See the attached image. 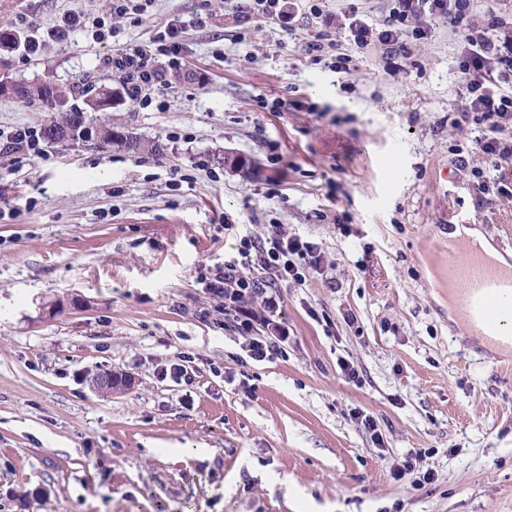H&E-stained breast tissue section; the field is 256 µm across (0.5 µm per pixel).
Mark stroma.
I'll return each mask as SVG.
<instances>
[{"label":"stroma","instance_id":"stroma-1","mask_svg":"<svg viewBox=\"0 0 512 512\" xmlns=\"http://www.w3.org/2000/svg\"><path fill=\"white\" fill-rule=\"evenodd\" d=\"M226 8L153 0L135 23L102 0H0V32L46 44L28 60L0 50L17 81L120 89L104 58L171 16L185 45L183 79L150 107L96 115L159 152L46 140L47 159L16 175L0 152V299L14 304L0 315V512H512V367L485 362L449 320L434 272L455 225L491 242L512 229V198L474 190L476 130L451 123L456 37L440 29L397 68L356 49L340 74L302 50L318 25L241 32ZM68 10L112 36L48 40ZM49 119L0 96L2 130ZM228 154L260 161L263 178ZM272 222L322 263L280 290L285 357L243 367L204 279ZM184 356L190 382L161 377ZM106 371L122 380L108 394L92 386ZM418 450L433 481L394 480Z\"/></svg>","mask_w":512,"mask_h":512}]
</instances>
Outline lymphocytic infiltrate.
<instances>
[{
  "label": "lymphocytic infiltrate",
  "mask_w": 512,
  "mask_h": 512,
  "mask_svg": "<svg viewBox=\"0 0 512 512\" xmlns=\"http://www.w3.org/2000/svg\"><path fill=\"white\" fill-rule=\"evenodd\" d=\"M472 0H393L381 25L370 23L355 4L340 12L323 10L322 0H229L226 16L235 26L250 29L264 21L292 32L304 21L319 25V32L304 45L312 60L330 56L336 72H349L351 55L336 51L335 35L350 44L377 46L384 59L406 56L407 43L431 40L439 25L460 38L458 69L463 78L465 102L453 122L480 128L476 148L486 158L487 169L478 171V195L508 193L502 160L512 158V21L487 11L473 23ZM182 23L173 18L157 26L146 43L113 50L106 63L120 74L127 93L150 102L155 87L167 84L171 69L182 59ZM316 243L287 234L270 225L264 238H240L237 252L209 283L214 297L224 302V318L246 341L248 360L262 362L284 355L288 324L283 316L278 285L304 283V267L320 268Z\"/></svg>",
  "instance_id": "f902f5d3"
}]
</instances>
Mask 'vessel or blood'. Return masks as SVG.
Instances as JSON below:
<instances>
[{
    "label": "vessel or blood",
    "mask_w": 512,
    "mask_h": 512,
    "mask_svg": "<svg viewBox=\"0 0 512 512\" xmlns=\"http://www.w3.org/2000/svg\"><path fill=\"white\" fill-rule=\"evenodd\" d=\"M448 298L467 333L512 359V267L499 266L476 244L449 238L441 263Z\"/></svg>",
    "instance_id": "1"
}]
</instances>
